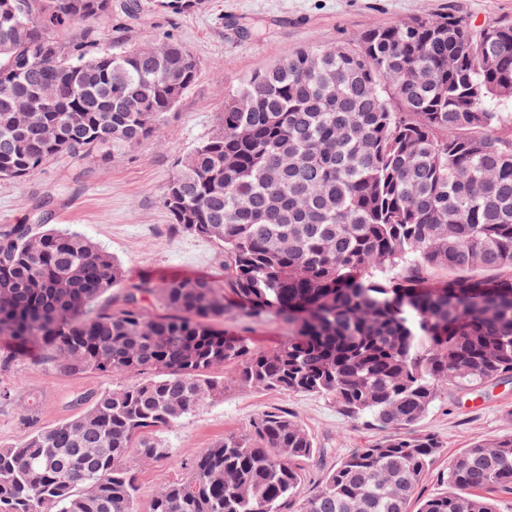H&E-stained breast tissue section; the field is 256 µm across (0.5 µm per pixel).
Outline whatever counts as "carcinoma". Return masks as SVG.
<instances>
[{
    "label": "carcinoma",
    "mask_w": 512,
    "mask_h": 512,
    "mask_svg": "<svg viewBox=\"0 0 512 512\" xmlns=\"http://www.w3.org/2000/svg\"><path fill=\"white\" fill-rule=\"evenodd\" d=\"M205 3L0 0V180L84 154L107 162L156 135L198 64L171 40L114 45L102 26ZM491 23L486 41L458 16L411 17L245 79L164 197L179 230L224 249L222 283L127 284L79 234L1 230L0 350L37 349L115 384L0 444V512H140L130 455L169 457L161 435L224 398L223 367L243 387L327 397L392 434L303 495L319 447L273 408L180 464L146 512H498L512 434L463 449L448 491L418 500L442 442L399 433L450 387L512 379V17ZM114 288L121 306H98ZM227 315L279 317L288 336L259 350L218 326Z\"/></svg>",
    "instance_id": "carcinoma-1"
}]
</instances>
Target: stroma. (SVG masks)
Returning <instances> with one entry per match:
<instances>
[{
    "label": "stroma",
    "mask_w": 512,
    "mask_h": 512,
    "mask_svg": "<svg viewBox=\"0 0 512 512\" xmlns=\"http://www.w3.org/2000/svg\"><path fill=\"white\" fill-rule=\"evenodd\" d=\"M453 12L477 21L511 17L512 0H208L203 11L157 15L141 24L113 18V41L178 43L199 65L196 83L156 136L107 164L63 159L23 182L0 180V227L43 220L79 232L114 256L133 281L223 277L221 246L175 231L164 191L180 161L216 132L224 103L242 79L311 43L346 45L374 26ZM224 330L249 337L260 349L274 348L288 335L287 325L272 317L228 318ZM222 374L223 399L204 404L168 434L171 459L134 460L143 499L178 477L177 460L193 458L224 434L245 430L272 408L293 414L321 448L304 468L307 492L344 456L386 435L379 427L348 420L328 398L244 388L234 382L231 369ZM112 384V377L101 373L66 374L36 351L9 361L0 366V388L14 389L22 399L0 404V444L55 425L73 414L74 394L105 391ZM415 430L436 434L443 443L418 487V497L424 498L446 491L442 473L463 448L512 433V381L474 392L449 389Z\"/></svg>",
    "instance_id": "obj_1"
}]
</instances>
